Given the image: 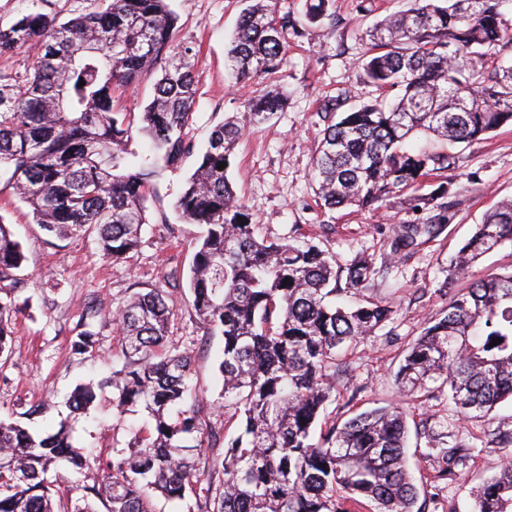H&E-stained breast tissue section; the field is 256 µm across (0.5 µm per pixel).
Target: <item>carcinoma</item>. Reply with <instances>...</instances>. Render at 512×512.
Here are the masks:
<instances>
[{"label": "carcinoma", "mask_w": 512, "mask_h": 512, "mask_svg": "<svg viewBox=\"0 0 512 512\" xmlns=\"http://www.w3.org/2000/svg\"><path fill=\"white\" fill-rule=\"evenodd\" d=\"M246 2L227 50L238 83L280 70L288 35L319 26L330 0H306V25L265 0ZM411 2L361 31L368 44L363 83L376 97L352 106L341 92L328 100L312 158L316 194L331 211L377 210L399 199L413 212H433L400 226L389 242L393 253H411L443 233L449 182L425 195L417 190L458 162L407 141L428 134L471 144L512 123V66L501 63L512 44L503 13L509 0ZM175 26L166 0H110L104 10L64 23L36 13L0 27V54L43 50L30 77L0 76V182L28 204L47 235L93 234L112 260L139 246L154 178L196 151L185 132L195 100L192 48L176 49ZM157 70L142 112L115 110L116 91ZM284 100L271 86L245 102L242 116L216 126L175 202L186 223L206 226L192 260L191 307L224 340V405L210 412L209 431L200 420L204 399L190 381L192 352L168 345L176 302L159 290L136 292L118 309L124 363L108 383L112 406L120 413L143 406L151 426L112 449V458L92 462L64 421L36 437L0 421V512H95L91 496L105 500L108 512H154L158 495L192 498L193 512H421L403 408H374L315 433L336 374L347 370L344 346L391 319L379 299L336 305V294L371 284L374 261L341 268L318 244L259 237L228 168L218 169L230 162L245 126L270 119ZM136 123L151 141V157L127 148ZM506 244L512 200L486 215L448 269L447 307L425 322L399 364L396 385L405 395L437 383L466 419L485 418L512 400V272L476 278L464 293L451 288ZM24 261L0 224V282L16 277ZM17 312L0 300V356L10 350ZM96 336L81 324L71 353L84 354ZM96 398L94 387H77L72 412L87 411ZM428 445L436 465L420 474L423 483L455 474L472 457L473 447L450 432L429 434ZM202 463L211 473L204 486ZM68 472L88 483L71 485L81 496L58 510L55 496ZM472 512H512V462L478 488Z\"/></svg>", "instance_id": "carcinoma-1"}]
</instances>
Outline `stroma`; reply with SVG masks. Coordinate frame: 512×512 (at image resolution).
<instances>
[{
	"mask_svg": "<svg viewBox=\"0 0 512 512\" xmlns=\"http://www.w3.org/2000/svg\"><path fill=\"white\" fill-rule=\"evenodd\" d=\"M178 17L175 42L195 53V106L187 128L189 138L204 144L225 116L243 112L244 102L268 84L288 90L284 108L262 123L248 124L231 156L228 176L261 236H287L323 244L345 265L368 256L384 260L386 270L367 289V296L385 300L393 319L370 339L350 346L346 376L336 379V399L322 417L344 423L355 413L399 399L395 373L404 349L419 335L426 317L448 304L444 282L448 264L476 224L496 203L512 199V126H503L486 139L452 147L459 164L448 168V214L444 234L413 256L391 254L387 243L393 227L412 220L401 204L378 211L323 208L314 193L312 156L324 124L318 109L324 99L347 88L360 94L358 67L363 47L357 38L369 21L356 10L357 0H334L335 25H323L302 39H289L286 64L276 73L238 84L224 66L243 0H168ZM104 0H0V26L30 13L66 21L104 7ZM197 156L162 171L154 183L151 220L136 251L112 262L89 238L48 237L32 220L29 207L0 190V221L17 240L26 257L17 282L0 284V299L19 309L12 352L0 359V420L15 422L34 405L43 416L23 422L33 433L53 432L69 419L72 442L91 458H107L125 447L151 422L144 410L118 415L107 380L122 366L121 342L113 323L119 307L136 291L158 289L171 295L176 312L169 344L194 351L192 380L206 400L219 399L217 378L223 338L207 334L196 323L188 287L189 270L203 228L186 224L174 203ZM91 318L97 341L88 353L70 351L73 329ZM93 384L97 399L87 413L71 416L67 400L80 384ZM409 464L427 471L424 426L452 427L462 437L477 438L512 430V404L504 403L486 418L467 421L457 416L448 392L419 397L409 406ZM512 460V445L491 448L476 456L456 476L418 487L422 512H471L473 492L497 467Z\"/></svg>",
	"mask_w": 512,
	"mask_h": 512,
	"instance_id": "35a3bbf8",
	"label": "stroma"
}]
</instances>
